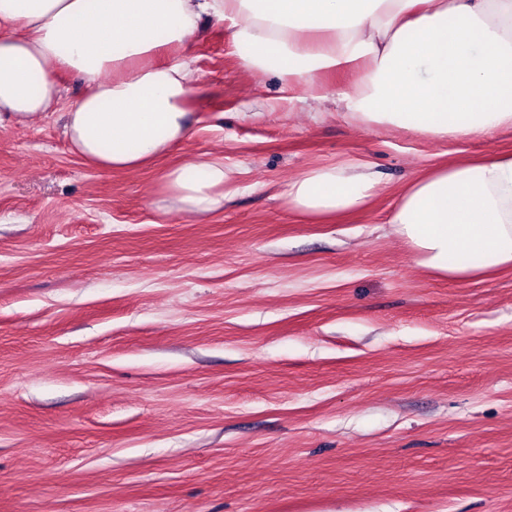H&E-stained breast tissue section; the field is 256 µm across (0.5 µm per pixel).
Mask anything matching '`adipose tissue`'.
Returning a JSON list of instances; mask_svg holds the SVG:
<instances>
[{"label":"adipose tissue","instance_id":"ef3b65f1","mask_svg":"<svg viewBox=\"0 0 512 512\" xmlns=\"http://www.w3.org/2000/svg\"><path fill=\"white\" fill-rule=\"evenodd\" d=\"M205 17L229 21L242 67L275 74L289 99L321 104L322 75L352 73L338 100L367 128L433 140L512 129V0H0V124L41 121L69 73L83 84L62 117L76 153L102 170L142 167L192 129L187 47ZM227 179L223 160H188L162 183L195 217L223 205ZM382 189L368 164L314 166L289 182L288 204L329 222ZM389 221L440 277L512 268V152L426 171Z\"/></svg>","mask_w":512,"mask_h":512}]
</instances>
